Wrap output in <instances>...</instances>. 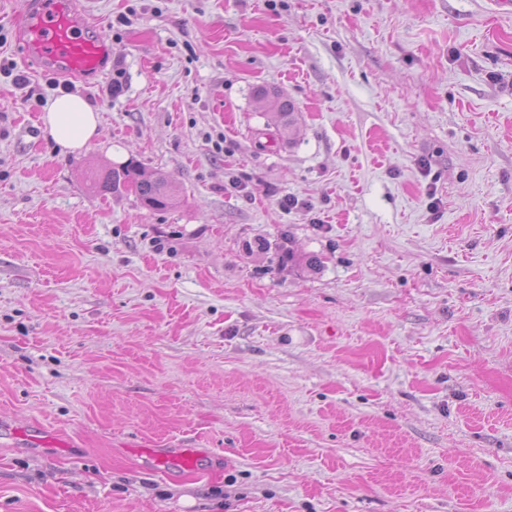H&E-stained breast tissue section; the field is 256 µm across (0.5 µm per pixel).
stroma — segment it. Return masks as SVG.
Wrapping results in <instances>:
<instances>
[{
	"label": "stroma",
	"instance_id": "1",
	"mask_svg": "<svg viewBox=\"0 0 512 512\" xmlns=\"http://www.w3.org/2000/svg\"><path fill=\"white\" fill-rule=\"evenodd\" d=\"M21 3L0 0V512H512V12L76 0L112 50L85 81L26 57ZM65 91L100 112L79 153L41 130ZM131 160L179 204L93 189ZM144 440L206 456L168 477ZM253 100L258 108L276 112L283 121L284 127L290 131L293 126L292 114L294 106L288 98L275 89L258 87L253 91Z\"/></svg>",
	"mask_w": 512,
	"mask_h": 512
}]
</instances>
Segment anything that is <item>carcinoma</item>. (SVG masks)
Here are the masks:
<instances>
[{"mask_svg": "<svg viewBox=\"0 0 512 512\" xmlns=\"http://www.w3.org/2000/svg\"><path fill=\"white\" fill-rule=\"evenodd\" d=\"M253 100L258 108L276 112L284 126H293L294 106L277 90L258 87L253 91ZM97 185L114 193L132 191L150 209H167L179 202V189L174 182L144 177L139 164L132 160L99 175Z\"/></svg>", "mask_w": 512, "mask_h": 512, "instance_id": "1", "label": "carcinoma"}]
</instances>
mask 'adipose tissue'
Instances as JSON below:
<instances>
[{"label":"adipose tissue","instance_id":"1","mask_svg":"<svg viewBox=\"0 0 512 512\" xmlns=\"http://www.w3.org/2000/svg\"><path fill=\"white\" fill-rule=\"evenodd\" d=\"M42 122L44 132L67 152L81 151L99 135L96 110L74 93L61 94L50 100Z\"/></svg>","mask_w":512,"mask_h":512}]
</instances>
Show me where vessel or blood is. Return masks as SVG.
Listing matches in <instances>:
<instances>
[{"label":"vessel or blood","instance_id":"1","mask_svg":"<svg viewBox=\"0 0 512 512\" xmlns=\"http://www.w3.org/2000/svg\"><path fill=\"white\" fill-rule=\"evenodd\" d=\"M19 24L30 57L59 75L93 76L102 73L110 60L106 42L86 35V14L74 0H24ZM153 459L164 473L199 466V454L194 448L157 453Z\"/></svg>","mask_w":512,"mask_h":512}]
</instances>
